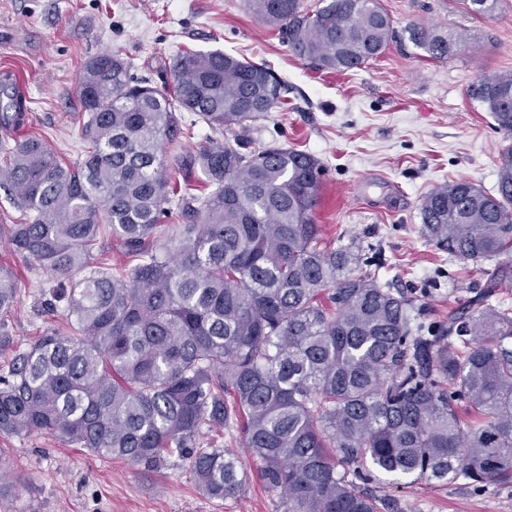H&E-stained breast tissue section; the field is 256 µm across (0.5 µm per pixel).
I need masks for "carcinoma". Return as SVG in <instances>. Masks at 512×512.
<instances>
[{"label":"carcinoma","mask_w":512,"mask_h":512,"mask_svg":"<svg viewBox=\"0 0 512 512\" xmlns=\"http://www.w3.org/2000/svg\"><path fill=\"white\" fill-rule=\"evenodd\" d=\"M289 50L320 70L359 69L395 38L379 0H247ZM476 16L495 0H463ZM425 57L446 60L460 39L405 29ZM163 89L130 75L110 50L88 58L76 161L43 137L0 141V191L22 213L0 241L69 283L67 333L11 349L0 377V434L51 433L94 454L158 469L188 462L204 495L248 485L238 454L204 441L235 429L275 494V512H381L361 486L373 473L482 488L512 477V146L499 158L497 194L452 180L420 203L422 232L461 260L494 261L448 324L426 322L427 292L379 283L380 262L355 240L331 245L314 223L321 162L254 147L252 124L281 103L263 64L220 49H181ZM467 96L512 132V73L480 76ZM20 104L0 86V123ZM231 137L171 157L210 192L167 175L161 145L198 123ZM176 213L180 224H162ZM109 263L76 280L102 240ZM18 285L0 269V317ZM466 405L473 418L458 411Z\"/></svg>","instance_id":"carcinoma-1"}]
</instances>
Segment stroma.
Masks as SVG:
<instances>
[{"mask_svg": "<svg viewBox=\"0 0 512 512\" xmlns=\"http://www.w3.org/2000/svg\"><path fill=\"white\" fill-rule=\"evenodd\" d=\"M401 36L365 67L326 72L294 56L278 28L260 22L246 0H0V84L24 87L28 123L9 138L43 135L57 155L81 150L77 89L83 63L112 50L134 76L161 88L184 47L220 49L267 62L284 83L282 103L253 125L256 144L306 151L322 165L314 214L328 242L354 239L383 263L380 282L428 287L427 319L447 320L484 283L482 265L437 249L421 233L420 201L431 189L467 179L493 194L501 150L512 135L467 96L484 73H512V0L490 16L462 0H380ZM412 25L461 35L447 60L424 57L403 31ZM18 280L5 331L16 347L64 327V306L48 310L53 281L0 244V267ZM244 494L214 500L188 465L171 458L148 469L93 455L48 434L0 436V512H275L276 496L249 454ZM370 490L397 512H512V479L474 489L466 480Z\"/></svg>", "mask_w": 512, "mask_h": 512, "instance_id": "35a3bbf8", "label": "stroma"}]
</instances>
